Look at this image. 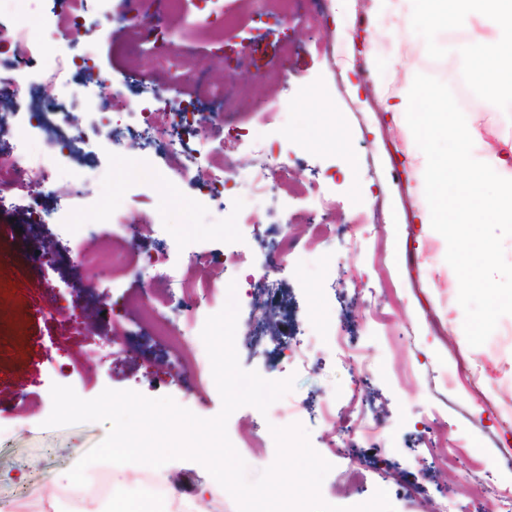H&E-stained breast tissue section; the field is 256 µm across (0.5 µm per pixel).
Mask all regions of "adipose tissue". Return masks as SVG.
I'll return each mask as SVG.
<instances>
[{"label": "adipose tissue", "instance_id": "1", "mask_svg": "<svg viewBox=\"0 0 512 512\" xmlns=\"http://www.w3.org/2000/svg\"><path fill=\"white\" fill-rule=\"evenodd\" d=\"M425 14V24L438 30L441 23L468 33L465 50L474 68L492 75L501 97L512 100V0H409ZM414 124L425 139L439 136L455 141L447 154L426 177L423 187L431 198L424 221L447 226L466 221L494 227L512 224V180L499 179L501 168L512 165V157L487 152L471 154L469 146L481 141V129L458 112L438 110L412 113Z\"/></svg>", "mask_w": 512, "mask_h": 512}]
</instances>
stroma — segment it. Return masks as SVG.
<instances>
[{
  "instance_id": "35a3bbf8",
  "label": "stroma",
  "mask_w": 512,
  "mask_h": 512,
  "mask_svg": "<svg viewBox=\"0 0 512 512\" xmlns=\"http://www.w3.org/2000/svg\"><path fill=\"white\" fill-rule=\"evenodd\" d=\"M328 30L344 32L341 59L315 52L302 20L290 18L273 36L292 48L287 83L257 82L246 69L220 72L213 44L193 24L169 20L167 49L186 47L208 60L183 88L198 84H255L265 101L239 100L234 111L219 101L200 108L221 113L224 125L244 141L261 140L274 165L292 182L317 181L322 195H299L278 185L266 194L277 215L322 212L320 196L335 199L337 215L356 233H344L310 251L275 261L256 254V240L279 234L276 224H247L223 212L220 202L199 207L197 190L171 179V158L157 154L131 167L102 144L110 117L91 115L77 134L81 154L62 156L51 188L55 199L72 193L71 175L93 170L102 178L90 188L100 213L134 212L164 222V235L141 225L133 243L141 254L137 272L86 266L82 248H101L126 236L122 225L95 224L80 231L69 249H58L42 226L28 223L23 208L0 210V507L36 512L57 500L69 512L75 494L66 490L67 471L109 433L104 421L49 427L50 388L69 385L84 399L104 389L132 390L150 398L172 397L202 418L215 417L222 400L210 362L174 380L173 355L154 345L131 297L150 293L157 309L180 331L188 347L204 350L201 331L235 286L239 316L235 345L241 367L271 381L293 378L294 386L273 403L268 421L252 406L238 408L228 436L256 480L276 458L271 426L300 424L313 448L333 468L321 486L329 504L355 506L385 489L395 512H502L512 496V419L498 406L512 404V228L494 230L478 265L492 287H470L448 257L452 240L480 239L478 224L455 223L435 234L421 217L428 196L421 184L451 149L449 141H424L413 134L405 100L421 94L424 104L455 108L442 93L449 77L469 75L474 94L469 115L483 139L471 147L512 149V112L503 111L491 80L471 73L461 51L467 35L444 27L428 37L414 7L383 25L373 0H319ZM234 6L251 15L233 36L247 54L267 25L257 0H208L206 11ZM91 40L94 68L67 74L68 88L86 94L99 81L121 85L137 75L150 49L124 53V27L102 24ZM43 260L24 263V249ZM206 252L224 261L217 293L189 310L170 299L154 263L187 264ZM280 294L269 337L254 336V305L266 281ZM360 360L369 382L355 387L348 357ZM348 415L358 431L354 453L340 450L322 416L323 405ZM261 439L250 444L247 432ZM178 484H171V476ZM111 486L140 502L144 512L168 498L184 512H238L232 496L193 460L154 468L132 463L113 470Z\"/></svg>"
}]
</instances>
